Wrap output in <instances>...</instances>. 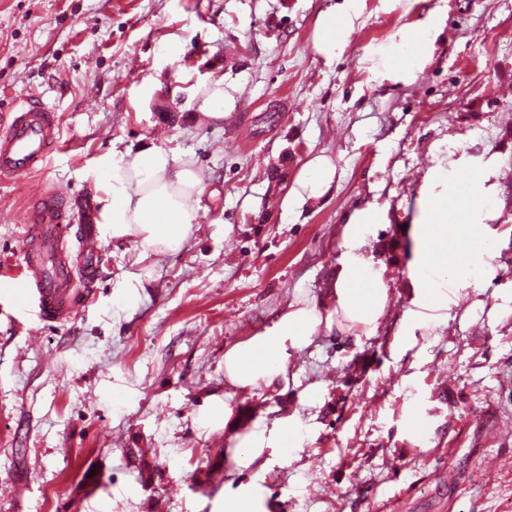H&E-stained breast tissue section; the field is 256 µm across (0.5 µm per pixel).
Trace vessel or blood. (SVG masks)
Returning a JSON list of instances; mask_svg holds the SVG:
<instances>
[{"instance_id":"b4317fda","label":"vessel or blood","mask_w":512,"mask_h":512,"mask_svg":"<svg viewBox=\"0 0 512 512\" xmlns=\"http://www.w3.org/2000/svg\"><path fill=\"white\" fill-rule=\"evenodd\" d=\"M61 136L55 109L32 98L0 130V180L40 172ZM73 206L58 193L38 195L29 206L31 223L42 232L24 239L19 273L0 280V292L19 309L37 307L43 320L67 322L94 292L91 270L74 264L62 250Z\"/></svg>"}]
</instances>
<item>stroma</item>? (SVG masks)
<instances>
[{
    "instance_id": "1",
    "label": "stroma",
    "mask_w": 512,
    "mask_h": 512,
    "mask_svg": "<svg viewBox=\"0 0 512 512\" xmlns=\"http://www.w3.org/2000/svg\"><path fill=\"white\" fill-rule=\"evenodd\" d=\"M340 2L0 0V121L40 93L62 124L41 172L0 182V275L39 232L28 200L94 204L111 147L151 142L209 177L179 253L99 236L70 321L0 297V512H224L243 495L253 512H512V0H359L328 58L316 23ZM424 24L429 56L386 77L384 50ZM219 79L215 128L196 91ZM321 153L330 191L284 212ZM476 173L494 272L425 310L408 227L443 177ZM360 212L389 288L375 331L320 332L273 384L230 385L229 349L296 298L326 301ZM283 425L293 447L240 465L246 436Z\"/></svg>"
}]
</instances>
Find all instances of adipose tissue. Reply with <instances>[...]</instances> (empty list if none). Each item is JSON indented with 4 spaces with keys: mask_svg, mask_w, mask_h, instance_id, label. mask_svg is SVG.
I'll return each instance as SVG.
<instances>
[{
    "mask_svg": "<svg viewBox=\"0 0 512 512\" xmlns=\"http://www.w3.org/2000/svg\"><path fill=\"white\" fill-rule=\"evenodd\" d=\"M358 0H343L318 20L315 49L335 54L352 27ZM95 199L100 205L104 234L115 239L133 237L157 254L181 251L195 219L206 176L192 162L179 161L154 144L112 150L97 160ZM336 176L332 159L308 160L290 187L283 205L294 209L324 197ZM477 194L467 198L459 180H449L444 192L427 200L423 218L414 227L422 269L420 290L427 309L447 308L460 280L482 278L492 271L491 240L486 232L495 213L491 193L482 178H474ZM365 220L348 225L351 252L329 290L326 308L299 298L263 333L224 355L228 381L238 387L272 381L283 372L287 348L310 344L321 328L361 329L371 333L382 317L388 288L373 255L363 253Z\"/></svg>",
    "mask_w": 512,
    "mask_h": 512,
    "instance_id": "1",
    "label": "adipose tissue"
}]
</instances>
